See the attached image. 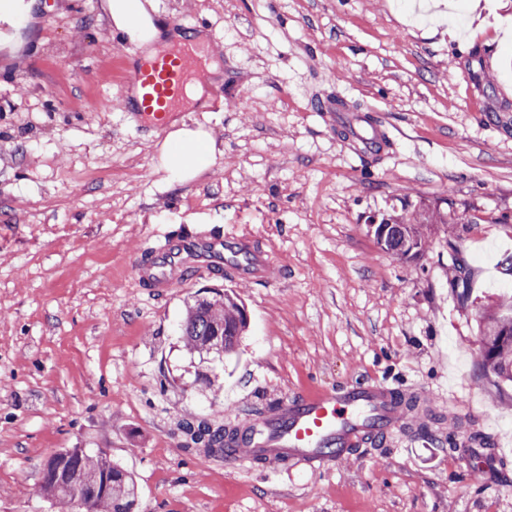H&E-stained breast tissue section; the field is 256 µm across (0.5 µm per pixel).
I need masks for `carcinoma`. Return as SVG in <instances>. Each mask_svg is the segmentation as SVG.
Segmentation results:
<instances>
[{"label": "carcinoma", "instance_id": "obj_1", "mask_svg": "<svg viewBox=\"0 0 512 512\" xmlns=\"http://www.w3.org/2000/svg\"><path fill=\"white\" fill-rule=\"evenodd\" d=\"M447 223L439 209L414 210L396 217L395 224L386 237V245L397 249L410 243L414 252L411 258L423 255L429 241L431 227ZM448 252L452 274L448 287L457 298L468 302L471 292L469 274L457 258L456 245L448 239ZM247 316L244 308L234 296L218 293L212 298H197L186 309L182 324V339L185 346L201 356H208V346L224 344V354H215L218 359L231 355L246 328ZM482 341L490 347L481 353L480 366L487 375L502 383H512V300L503 298L497 311L485 316ZM185 446L200 448L207 456H226L232 446L225 441L233 430L216 425L206 419H185L181 423ZM69 450L56 453L57 465L74 475L59 486H46L43 493L66 506L69 512H130L138 491L136 481L120 465L112 463L103 453L87 452L71 459ZM94 490L93 503L86 509L77 507L89 490Z\"/></svg>", "mask_w": 512, "mask_h": 512}]
</instances>
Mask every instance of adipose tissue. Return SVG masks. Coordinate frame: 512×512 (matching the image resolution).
<instances>
[{
	"label": "adipose tissue",
	"instance_id": "ef3b65f1",
	"mask_svg": "<svg viewBox=\"0 0 512 512\" xmlns=\"http://www.w3.org/2000/svg\"><path fill=\"white\" fill-rule=\"evenodd\" d=\"M108 11L115 29L138 44L145 52H154L158 43L180 40L161 22L153 0H107ZM218 149L204 126L181 125L169 131L159 146V167L169 179L186 182L211 167Z\"/></svg>",
	"mask_w": 512,
	"mask_h": 512
}]
</instances>
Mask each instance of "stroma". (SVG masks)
Wrapping results in <instances>:
<instances>
[{"instance_id": "stroma-1", "label": "stroma", "mask_w": 512, "mask_h": 512, "mask_svg": "<svg viewBox=\"0 0 512 512\" xmlns=\"http://www.w3.org/2000/svg\"><path fill=\"white\" fill-rule=\"evenodd\" d=\"M105 0H32L0 43V512H61L40 490L62 448L135 476V512H512V386L481 376L488 303L512 294V0H155L211 29L225 96L184 109L220 149L189 182L115 102L137 50ZM439 208L400 260L370 216ZM246 234L273 285L195 275L152 296L131 276L166 238ZM473 303L448 287V248ZM232 291L248 328L211 386L181 339L188 304ZM386 382L432 432L373 439L313 475L226 468L179 424L233 427L284 395ZM491 447L468 446V417Z\"/></svg>"}]
</instances>
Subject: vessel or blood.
<instances>
[{
  "label": "vessel or blood",
  "instance_id": "1",
  "mask_svg": "<svg viewBox=\"0 0 512 512\" xmlns=\"http://www.w3.org/2000/svg\"><path fill=\"white\" fill-rule=\"evenodd\" d=\"M208 76V55L201 44L173 43L127 66L116 108L138 126L164 132L188 84ZM214 269L249 283H273L284 272L250 237L209 231L167 239L133 263L131 276L139 287L161 290L182 281L187 271ZM404 409L396 389L358 383L284 397L268 414L240 420L236 430L251 456L292 460L317 474L372 437L399 429Z\"/></svg>",
  "mask_w": 512,
  "mask_h": 512
}]
</instances>
